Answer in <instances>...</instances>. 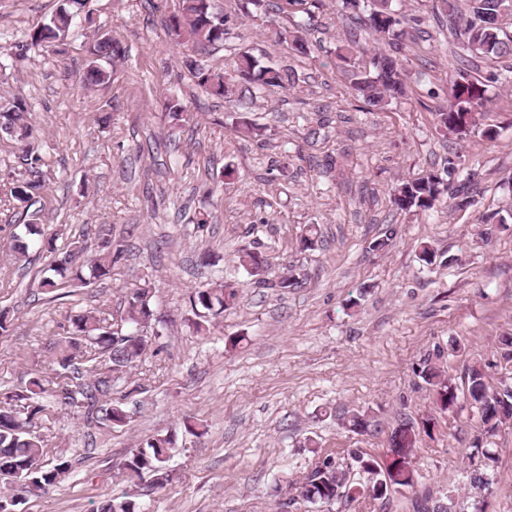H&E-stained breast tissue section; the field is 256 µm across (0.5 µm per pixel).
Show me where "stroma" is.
Returning <instances> with one entry per match:
<instances>
[{"label":"stroma","instance_id":"stroma-1","mask_svg":"<svg viewBox=\"0 0 512 512\" xmlns=\"http://www.w3.org/2000/svg\"><path fill=\"white\" fill-rule=\"evenodd\" d=\"M271 2L213 0L230 18L228 35L200 57L176 47L164 27L181 0H90L93 26L64 45L0 50V95L30 103L46 159L37 202L46 235L92 245L103 232L125 249L111 279L56 300L40 293L45 253L24 261L7 246L16 215L4 193L23 170L14 142L0 138V310L12 318L0 336V386L50 372L48 344L71 315L97 308L120 317L127 290L143 282L163 322L162 338L112 395L131 412L129 425L98 426L59 409L42 435L75 473L28 497L23 512H100L124 490L120 467L130 453L174 429L173 481L146 497L149 512H279L283 502L288 512H307L299 487L318 458L341 464L358 451L383 460L403 421L416 430L419 482L383 501L335 502L331 512H413L415 499L443 489L458 512H473L465 470L478 420L463 399L437 409L416 367L437 352L454 383L476 360L489 365L491 388L512 377L499 350L501 336L512 335V223L494 219L512 207V83L496 80L512 71V57L465 59L438 0H395L421 23L407 29L396 53L405 95L371 112L336 58L352 38L374 49L363 12L342 0L290 7L288 20L304 23L310 44L302 55L268 37ZM56 6L0 0V33L32 31ZM102 37L121 54L101 59L110 77L88 88L87 44ZM244 48L296 71L299 86L238 105L207 94L187 65L196 58L222 71ZM464 66L490 81L486 120L499 128L495 140L460 141L436 125ZM172 94L186 113L176 126L166 110ZM245 121L263 126L262 135H243ZM228 163L236 168L229 178ZM450 163L455 181L477 182L473 206L406 213L393 206L402 179ZM203 213L209 222L201 229ZM307 224L318 225L319 239L303 250ZM389 226L390 247L372 250ZM425 244L436 252L430 266L419 259ZM253 247L269 260L268 285L237 264L238 251ZM206 254L218 265H203ZM288 271L297 285L274 287ZM216 280L237 291V302L207 333L194 334L188 299ZM455 342L462 349L453 354ZM356 411L377 431H349L343 418ZM187 416L207 423L204 437L183 432ZM491 442L498 460L484 512H512V424Z\"/></svg>","mask_w":512,"mask_h":512}]
</instances>
